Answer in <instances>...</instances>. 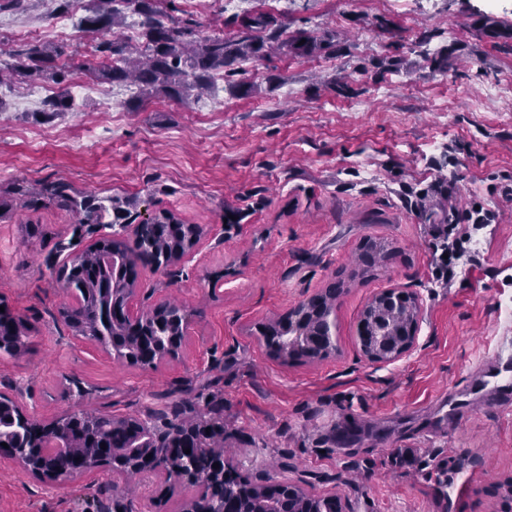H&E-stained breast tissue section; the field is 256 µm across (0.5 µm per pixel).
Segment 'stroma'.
<instances>
[{
  "label": "stroma",
  "mask_w": 512,
  "mask_h": 512,
  "mask_svg": "<svg viewBox=\"0 0 512 512\" xmlns=\"http://www.w3.org/2000/svg\"><path fill=\"white\" fill-rule=\"evenodd\" d=\"M159 3L211 35L233 36L243 15L224 0ZM247 12L330 45L246 61L249 96L219 79L186 103L155 96L139 109L136 87L88 74L97 40L81 31L48 41L73 74L68 111H41L40 88L63 89L50 73L0 82V198L62 181L128 198L135 224L167 208L206 227L180 261L139 270L141 307L192 313L179 356L142 368L62 317L74 300L64 248L94 233L44 199L1 209L0 301L26 320L30 349L0 352V394L39 421L87 405L115 418L205 414L244 475L336 493L349 512H500L512 412L476 362L512 358V0H252ZM63 17L42 0H0V67ZM494 84L506 93L489 96ZM475 206L494 220L472 224ZM440 232L471 237L448 284L432 274ZM369 241L389 246L372 268ZM337 284L334 351L271 354L258 326ZM393 287L420 298L417 343L374 364L357 324ZM453 403L475 412L453 422ZM195 494L160 481L117 499L109 473L50 483L0 454V512H180Z\"/></svg>",
  "instance_id": "obj_1"
}]
</instances>
